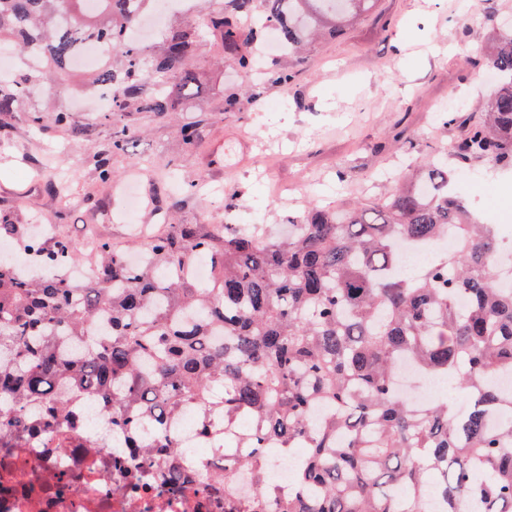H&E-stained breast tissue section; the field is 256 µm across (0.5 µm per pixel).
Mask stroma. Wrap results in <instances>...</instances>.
Masks as SVG:
<instances>
[{"mask_svg": "<svg viewBox=\"0 0 512 512\" xmlns=\"http://www.w3.org/2000/svg\"><path fill=\"white\" fill-rule=\"evenodd\" d=\"M195 12L155 8L150 44L166 31L191 26L198 43L186 66L196 78L191 96L177 97L171 115L135 113L125 152L110 156L112 181L100 184L97 162L110 139L106 108L88 99L86 70L37 82L20 113L0 126V210L14 223L54 225L57 235L83 241L88 229L120 246L134 228L225 224L231 210L264 228L287 223L312 207L353 206L386 193L409 160L447 150L454 129L438 109L478 108L495 92L484 65L470 64L512 15V0H376L336 39L316 41L275 66L295 78L281 87L238 68L204 22L209 0ZM240 98L224 108L227 94ZM70 111L66 127L31 124L29 108ZM195 124L199 143L186 148L181 126ZM137 177L146 207L123 219L118 185ZM209 180L221 202L177 201L180 183ZM468 205L489 223L512 219V169L474 162L460 180Z\"/></svg>", "mask_w": 512, "mask_h": 512, "instance_id": "35a3bbf8", "label": "stroma"}]
</instances>
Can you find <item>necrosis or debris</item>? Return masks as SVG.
<instances>
[{
  "instance_id": "necrosis-or-debris-1",
  "label": "necrosis or debris",
  "mask_w": 512,
  "mask_h": 512,
  "mask_svg": "<svg viewBox=\"0 0 512 512\" xmlns=\"http://www.w3.org/2000/svg\"><path fill=\"white\" fill-rule=\"evenodd\" d=\"M171 430L187 450L186 494H162L161 477L139 456L98 447L18 448L10 466L0 465V512H217L223 451L203 447L193 411Z\"/></svg>"
}]
</instances>
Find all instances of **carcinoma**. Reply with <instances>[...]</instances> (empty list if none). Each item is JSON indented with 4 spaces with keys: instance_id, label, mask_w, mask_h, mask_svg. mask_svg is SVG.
I'll use <instances>...</instances> for the list:
<instances>
[{
    "instance_id": "obj_1",
    "label": "carcinoma",
    "mask_w": 512,
    "mask_h": 512,
    "mask_svg": "<svg viewBox=\"0 0 512 512\" xmlns=\"http://www.w3.org/2000/svg\"><path fill=\"white\" fill-rule=\"evenodd\" d=\"M0 0L4 40L41 52L42 67L0 77V117L42 68H70L88 42L123 58L93 83L112 87V112L165 116L190 89L185 60L193 28L137 45L129 32L145 0ZM224 0L206 17L242 69L258 66L267 29L288 55L374 5L345 0ZM480 60L497 77L477 119L460 106L438 113L459 130L413 163L373 205L312 210L288 218V236L252 224H170L140 242L142 262L96 239L98 274L78 283L59 269L81 262L68 239L37 241L0 215V242L20 241L28 275L0 255V448H68L81 435V402L94 397L111 419L108 448H153L146 463L184 487L182 453L169 423L186 409L199 436L224 444V512H512V282L499 276L495 225L457 192L474 160L512 163V23L497 28ZM170 83L147 89L153 75ZM132 128L112 126L109 149H126ZM456 247L411 277L396 271L400 244L448 237ZM204 259L207 283L183 267ZM452 377L477 400L418 408L398 387L404 364ZM299 456L293 487L268 481L273 451ZM245 484L254 485L250 494Z\"/></svg>"
}]
</instances>
